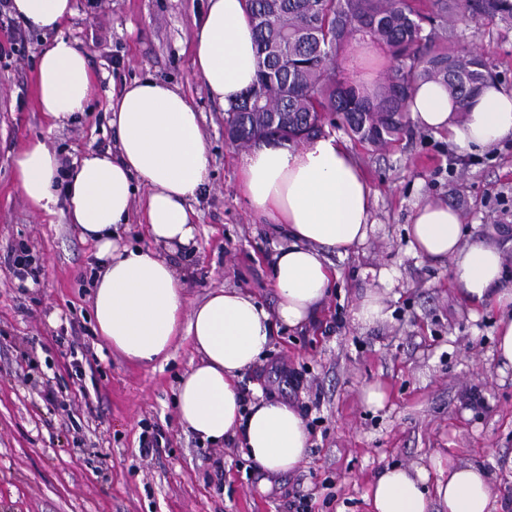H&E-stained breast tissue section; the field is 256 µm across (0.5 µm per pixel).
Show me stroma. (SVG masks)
<instances>
[{"instance_id": "stroma-1", "label": "stroma", "mask_w": 512, "mask_h": 512, "mask_svg": "<svg viewBox=\"0 0 512 512\" xmlns=\"http://www.w3.org/2000/svg\"><path fill=\"white\" fill-rule=\"evenodd\" d=\"M207 4L76 0L60 34L86 53L95 93L58 128L34 99L47 37L27 32L16 55L0 28V512H293L299 493L312 512H370L381 470L439 455L482 464L500 512H512V367L495 357L499 313L472 309L449 261L415 255L408 237L415 204L430 199L457 209L471 234L512 228V137L471 154L411 123L384 148L336 130L368 178L374 223L365 242L334 258L340 277L317 320L278 325L267 355L241 380L246 397L260 392L299 411L312 447L294 471L268 473L236 444H204L185 430L176 394L197 361L188 343L152 367L95 334L94 248L63 215L29 209L11 157L33 139L71 159L113 147L108 102L136 78L179 87L202 114L211 167L195 205L197 248L170 256L185 273L188 305L227 287L276 306L267 257L280 235L249 210L239 188L242 150L225 136L228 114L192 66L191 32ZM463 46L481 51L512 89L511 23L457 21L448 47ZM22 242L39 266L29 282L10 270ZM370 290L383 294L387 315L363 326L354 313ZM374 383L387 392L380 408L363 399ZM48 385L55 401L43 396ZM147 424L162 438L159 454L144 458Z\"/></svg>"}]
</instances>
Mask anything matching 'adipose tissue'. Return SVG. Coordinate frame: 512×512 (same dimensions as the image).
I'll list each match as a JSON object with an SVG mask.
<instances>
[{"mask_svg": "<svg viewBox=\"0 0 512 512\" xmlns=\"http://www.w3.org/2000/svg\"><path fill=\"white\" fill-rule=\"evenodd\" d=\"M10 11L25 28L53 34L34 74L36 106L54 124L66 123L84 111L94 89L86 55L60 35L75 0H10ZM192 43L196 77L213 100L231 108L258 70L247 0H208ZM108 109L114 150L88 152L66 173L44 142H27L11 158L20 193L34 212H62L95 245L92 314L106 345L141 365L168 360L179 340L197 355L178 384L182 426L203 443L239 439L247 458L268 473L295 470L310 448L298 412L274 398L245 402L239 381L266 355L276 324L315 319L339 278L331 256L348 255L366 240L373 195L360 165L333 136L302 146L255 143L241 158L239 184L251 212L287 239L271 259L277 307L271 312L244 291L218 288L189 311L182 278L164 251L197 246L192 203L204 194L210 168L199 114L187 94L150 78L128 82ZM409 117L462 151L483 152L512 135V89L489 82L462 105L443 84L424 81L413 92ZM135 213L151 246L120 241V225ZM409 234L415 254L450 261L466 302L502 311L495 356L511 366L512 284L504 271L512 237L464 238L458 212L441 201L416 205ZM433 469L442 473L434 483ZM492 483L483 467L437 457L428 469H384L369 503L371 512H431L435 502L446 512H497Z\"/></svg>", "mask_w": 512, "mask_h": 512, "instance_id": "adipose-tissue-1", "label": "adipose tissue"}]
</instances>
